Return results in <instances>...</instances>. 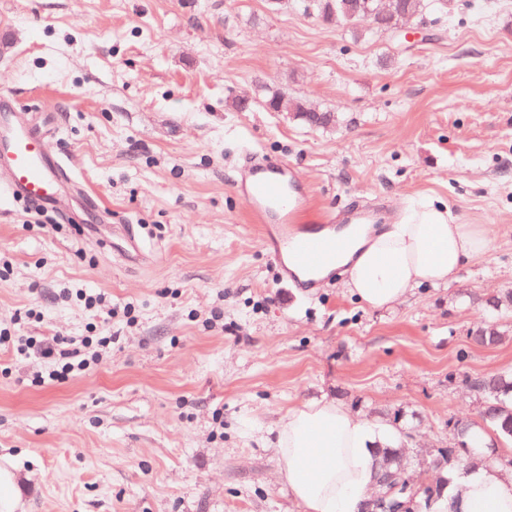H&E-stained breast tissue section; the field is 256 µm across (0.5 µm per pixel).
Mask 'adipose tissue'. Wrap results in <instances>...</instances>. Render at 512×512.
Masks as SVG:
<instances>
[{"instance_id": "ef3b65f1", "label": "adipose tissue", "mask_w": 512, "mask_h": 512, "mask_svg": "<svg viewBox=\"0 0 512 512\" xmlns=\"http://www.w3.org/2000/svg\"><path fill=\"white\" fill-rule=\"evenodd\" d=\"M490 245L476 225L451 223L447 212L422 206L389 229L352 237L335 270L362 303L388 309L414 289L454 282ZM386 437L384 425L335 402L300 404L278 428V476L303 512H360L373 488L374 448ZM437 510L512 512V479L495 467L471 470Z\"/></svg>"}]
</instances>
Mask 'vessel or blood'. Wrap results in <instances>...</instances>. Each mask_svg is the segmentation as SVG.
<instances>
[{
	"label": "vessel or blood",
	"instance_id": "1",
	"mask_svg": "<svg viewBox=\"0 0 512 512\" xmlns=\"http://www.w3.org/2000/svg\"><path fill=\"white\" fill-rule=\"evenodd\" d=\"M42 139L36 126L5 117L0 122V171L6 175L5 187L12 200L52 209L59 202L60 184L70 175L62 159L45 149ZM235 189L248 206L252 221L259 224L265 249L290 278L298 271L330 264L346 245L339 235L341 229L387 224L393 218L381 205H351L323 218L319 230L307 229L310 193L291 166L274 158L248 157Z\"/></svg>",
	"mask_w": 512,
	"mask_h": 512
}]
</instances>
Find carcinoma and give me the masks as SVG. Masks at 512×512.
I'll return each instance as SVG.
<instances>
[{
  "label": "carcinoma",
  "instance_id": "1",
  "mask_svg": "<svg viewBox=\"0 0 512 512\" xmlns=\"http://www.w3.org/2000/svg\"><path fill=\"white\" fill-rule=\"evenodd\" d=\"M294 10L321 18L326 22L341 21L346 0H291ZM441 0H402V11L412 18L439 9ZM269 106L276 112H290L303 123L314 127H328L338 122V113L334 111H315L308 109L298 98H290L284 92H276L269 99ZM503 326L497 322H488L480 326L473 334V341L481 346H495L504 336ZM469 387L483 404V416L490 422L496 434L512 441V371H497L467 378ZM400 448L391 442L375 452V467L378 479L387 476V472L401 469ZM437 458L442 461V470L454 472L459 460L453 448H441ZM447 483L435 486L422 482L411 486L412 500L409 507L416 512H427L433 498L440 496Z\"/></svg>",
  "mask_w": 512,
  "mask_h": 512
}]
</instances>
